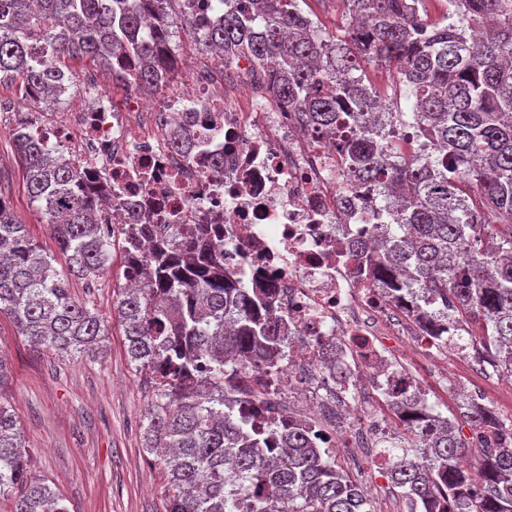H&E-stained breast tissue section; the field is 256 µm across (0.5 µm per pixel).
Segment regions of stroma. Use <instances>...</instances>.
<instances>
[{"instance_id":"obj_1","label":"stroma","mask_w":512,"mask_h":512,"mask_svg":"<svg viewBox=\"0 0 512 512\" xmlns=\"http://www.w3.org/2000/svg\"><path fill=\"white\" fill-rule=\"evenodd\" d=\"M174 68L182 74L223 71L231 104L247 109L255 80L244 70H221L220 59L200 52L195 40L175 29L170 43ZM17 83L0 85V196L32 238L55 250L49 226L32 203L13 146L10 115L24 111ZM121 252H114L99 279L71 281V293L98 313L107 336L91 358H70L31 345L7 316H0V353L11 365L5 388L31 452L35 478L54 483L70 512H165L169 485L155 454L143 446L151 390L130 364L123 329L112 312L113 290L122 285ZM396 367L420 375L428 400L449 419H461L458 386L492 403L512 420V381L474 358L449 356L406 342Z\"/></svg>"}]
</instances>
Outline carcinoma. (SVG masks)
<instances>
[{
	"mask_svg": "<svg viewBox=\"0 0 512 512\" xmlns=\"http://www.w3.org/2000/svg\"><path fill=\"white\" fill-rule=\"evenodd\" d=\"M178 0H0V84L21 81L36 104L63 93L66 57L112 70V81L153 90L174 69L170 49ZM200 26L198 50L247 57L305 126L337 136L357 182L401 202L396 221L344 257L370 286L419 298L420 325L442 316L512 375V0H448L433 21L428 0H342L341 38L321 29L298 0H239ZM153 19L141 35L146 19ZM132 54L128 75L112 55ZM395 68L410 90L401 126L436 147L421 157L406 134L373 135L382 125L364 65ZM14 144L27 192L68 269L58 270L0 197V315L33 344L93 356L105 329L72 297L70 279L98 278L116 239L104 195L84 187L80 167L52 155L43 137L18 127ZM168 224H132L122 233L126 286L113 313L129 362L147 376L145 448L159 453L170 490L166 512H366L357 482L336 468L310 425L281 444L239 412L258 403L281 418L268 379L281 368L286 321L270 317L275 288L258 292L224 275V245L205 225L180 237ZM10 366L0 353V498L10 512H69L64 499L30 476L29 449L3 394ZM458 422L431 414L390 443L391 481L407 512H512V424L494 406L463 400ZM417 448L418 456H409ZM479 450L478 471L460 468Z\"/></svg>",
	"mask_w": 512,
	"mask_h": 512,
	"instance_id": "carcinoma-1",
	"label": "carcinoma"
}]
</instances>
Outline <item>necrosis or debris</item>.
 Listing matches in <instances>:
<instances>
[{
  "instance_id": "obj_1",
  "label": "necrosis or debris",
  "mask_w": 512,
  "mask_h": 512,
  "mask_svg": "<svg viewBox=\"0 0 512 512\" xmlns=\"http://www.w3.org/2000/svg\"><path fill=\"white\" fill-rule=\"evenodd\" d=\"M216 84L203 74L182 92L162 87L148 97L133 87L116 99L94 79L84 111L58 122L38 112L17 119L42 133L49 149L81 160L94 185L118 189L113 231L134 212L154 224L216 225L226 274L276 286L272 311L287 318L290 336L277 385L309 381L335 392L344 409L337 446L387 443L404 425L387 402L418 383L389 366L410 302L364 288L342 260L348 240L366 235L375 203L350 191L335 140L302 125L272 87L242 111ZM368 375L376 405L366 411L357 390Z\"/></svg>"
}]
</instances>
